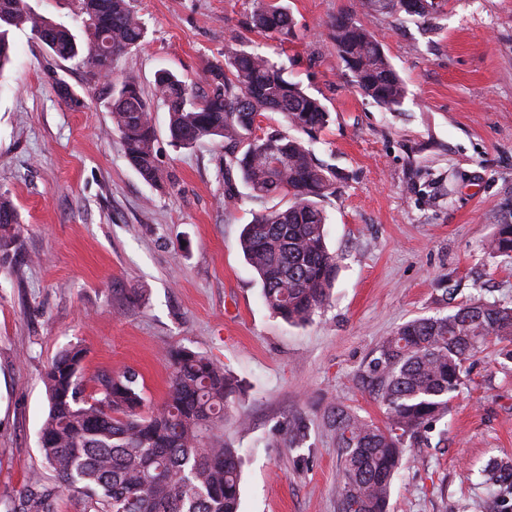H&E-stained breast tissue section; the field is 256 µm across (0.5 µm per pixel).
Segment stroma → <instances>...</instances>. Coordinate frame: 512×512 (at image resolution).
I'll return each instance as SVG.
<instances>
[{
  "label": "stroma",
  "instance_id": "obj_1",
  "mask_svg": "<svg viewBox=\"0 0 512 512\" xmlns=\"http://www.w3.org/2000/svg\"><path fill=\"white\" fill-rule=\"evenodd\" d=\"M257 2L132 0L146 35L108 79L14 30L0 73V193L18 214L0 241V512L44 468L43 373L64 346L84 349L86 380L138 373L155 406L169 386L167 348L212 358L240 384L224 416L243 457L240 512H337L342 452L329 414L340 402L384 423L363 380L382 340L477 299L512 305V258L487 248L496 224L512 221V0H444L428 22L359 0H282L295 20L282 42L250 29ZM340 14L380 41L405 81L399 111L353 86L330 38ZM242 40L284 63L332 118L313 150L336 170L323 207L338 273L302 325L262 302L238 247L260 206L242 186L225 208L221 145L171 146L155 105L160 178L146 182L104 103L109 80L129 73L148 93L161 69L203 85L208 62ZM59 80L77 104L57 97ZM466 367L389 512H503L480 471L512 461V361L492 346ZM297 418L301 441L288 430Z\"/></svg>",
  "mask_w": 512,
  "mask_h": 512
}]
</instances>
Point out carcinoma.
Masks as SVG:
<instances>
[{"label":"carcinoma","instance_id":"carcinoma-1","mask_svg":"<svg viewBox=\"0 0 512 512\" xmlns=\"http://www.w3.org/2000/svg\"><path fill=\"white\" fill-rule=\"evenodd\" d=\"M361 0L375 11L405 13L423 21L440 10L433 0ZM252 27L280 41L294 20L275 0H261ZM27 28L54 56L109 75L144 37V23L130 0H81V34L32 8L27 0H0V73L13 60L10 32ZM336 53L354 86L388 112L403 104L407 89L371 33L349 16L331 24ZM199 92L161 70L147 96L128 74L107 98L112 126L130 165L146 181L158 177L153 102L169 115L171 144L191 148L204 141L224 147V204L236 201L237 175L259 202L286 200L244 225L240 249L262 284L264 305L288 324L311 319L327 301L337 274L326 245L327 215L321 202L336 195V171L309 148L331 122L322 102L285 76L281 63L245 46L224 50L208 65ZM272 112L296 130L261 126ZM18 223L12 202L0 196V232ZM489 249L512 255V223L495 225ZM512 361V306L476 300L446 316L412 319L387 337L369 363L370 384L385 409L380 426L336 404L331 426L343 451L336 487L338 512H388L393 481L420 432L448 414L462 384L465 363L488 342ZM173 368L167 396L150 412L139 375L103 373L91 393L82 374L83 350L59 352L44 379L49 411L39 433L50 484L32 475L10 512H57L60 493L72 491L86 512H239L240 449L219 435L224 407L236 392L224 368L187 347L168 351ZM482 483L503 495L512 490V464L493 460Z\"/></svg>","mask_w":512,"mask_h":512}]
</instances>
